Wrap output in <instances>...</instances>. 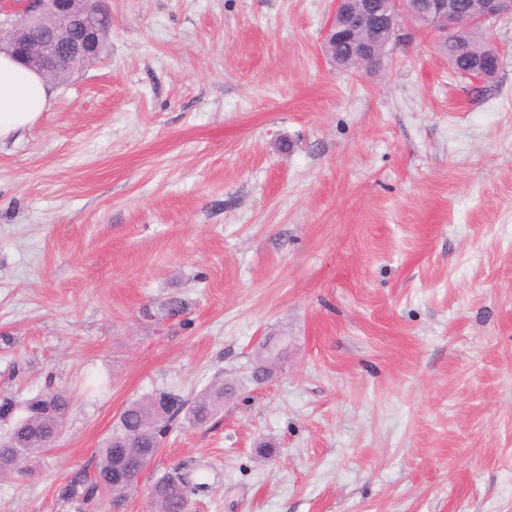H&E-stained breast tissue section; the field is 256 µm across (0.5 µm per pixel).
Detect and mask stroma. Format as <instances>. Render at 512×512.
<instances>
[{"instance_id":"1","label":"stroma","mask_w":512,"mask_h":512,"mask_svg":"<svg viewBox=\"0 0 512 512\" xmlns=\"http://www.w3.org/2000/svg\"><path fill=\"white\" fill-rule=\"evenodd\" d=\"M105 2L99 59L0 147V396H72L0 512H112L62 490L123 408L270 336L273 376L173 421L121 512L183 464L189 512H512V16L475 87L404 16L352 73L333 0ZM500 66L501 57L499 52L494 48L490 58L486 62H475L470 72L467 74V77L473 84L478 85L496 75Z\"/></svg>"}]
</instances>
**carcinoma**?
Listing matches in <instances>:
<instances>
[{"instance_id":"cac0c4a2","label":"carcinoma","mask_w":512,"mask_h":512,"mask_svg":"<svg viewBox=\"0 0 512 512\" xmlns=\"http://www.w3.org/2000/svg\"><path fill=\"white\" fill-rule=\"evenodd\" d=\"M480 28L463 29L448 37L444 44L453 72L466 68L469 60L483 55L487 41L479 36ZM335 64L345 70H367V60H348L345 49L336 48ZM282 351L271 342L261 346L240 378L228 383L217 382L201 394L185 401L179 395L159 391L129 403L121 412L112 432L97 449L93 473L80 471L64 486L62 494L91 504L100 496L118 508L133 490L130 478L137 475L158 455L171 423L186 413L194 425L203 426L224 409L226 399L249 385H258L265 375L263 366L275 363ZM71 410V399L65 391L38 394L25 402L10 396L0 397V412L14 413L10 428L0 435V476L34 473V464L48 450V437L60 434ZM204 487L192 475L181 473L162 477L149 491L152 512H187L191 495Z\"/></svg>"}]
</instances>
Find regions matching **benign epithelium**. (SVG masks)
I'll return each instance as SVG.
<instances>
[{
  "mask_svg": "<svg viewBox=\"0 0 512 512\" xmlns=\"http://www.w3.org/2000/svg\"><path fill=\"white\" fill-rule=\"evenodd\" d=\"M401 8L417 22L441 20L440 34L445 38L459 27L487 25L504 15H511L512 0H478V12L475 14L458 10L448 4V0H428L423 9L419 0H383L379 6L370 0H362V7L358 10L353 7V0H336L335 11L323 31L324 49L346 42L351 55L369 58L373 66H378L382 57L373 55L371 44L362 36L363 30L379 26L395 31ZM87 13L88 7L83 5V0H22L21 14L0 23L10 31L9 41H0V52L16 57L46 78L62 80L66 74L60 70L59 61L81 57L93 62L102 51L98 29ZM45 15L54 16L57 24L68 30V41L59 42L54 37L42 41L31 39L29 31L37 27ZM500 66V54L494 50L487 61L475 62L467 77L478 85L496 75Z\"/></svg>",
  "mask_w": 512,
  "mask_h": 512,
  "instance_id": "1",
  "label": "benign epithelium"
}]
</instances>
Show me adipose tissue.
Instances as JSON below:
<instances>
[{
	"label": "adipose tissue",
	"instance_id": "obj_1",
	"mask_svg": "<svg viewBox=\"0 0 512 512\" xmlns=\"http://www.w3.org/2000/svg\"><path fill=\"white\" fill-rule=\"evenodd\" d=\"M54 96L45 77L0 54V143L31 129Z\"/></svg>",
	"mask_w": 512,
	"mask_h": 512
}]
</instances>
